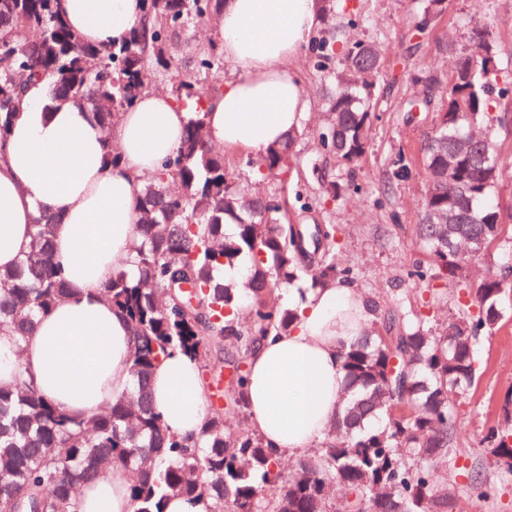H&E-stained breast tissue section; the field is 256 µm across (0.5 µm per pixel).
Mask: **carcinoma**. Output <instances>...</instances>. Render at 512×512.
<instances>
[{
	"label": "carcinoma",
	"instance_id": "1",
	"mask_svg": "<svg viewBox=\"0 0 512 512\" xmlns=\"http://www.w3.org/2000/svg\"><path fill=\"white\" fill-rule=\"evenodd\" d=\"M224 0H147V16L117 45H89L64 22L58 0H0V133L20 114L25 89L47 86L45 108H89L104 129L147 89L149 67L169 69L177 31L219 15ZM447 9V0H421L422 19ZM472 50L454 54L450 74L427 70L417 82L445 94L413 102L409 111L436 112L422 147L428 188L415 224L429 265L411 276L428 283L412 300L384 303L364 297L367 334L341 344L349 397L320 446L285 470L249 429L228 418L249 416L246 364L259 341L288 331L298 315L281 302L296 282L324 288L351 272L334 224L313 227L316 241L298 244L288 202L278 199L297 159L301 133L250 156L240 173L224 150L206 138L208 95L194 83L173 82V98L197 103L176 154L141 178L133 246L134 276L119 269L104 299L126 316L133 347L130 392L98 413L76 419L46 402L19 367L0 384V512H74L84 485L104 465L130 466L134 512H164V502L185 498L205 512H448V490L437 466L457 458V406L467 400L479 367L475 347L504 319L501 298L512 289L489 268L473 276L478 260L512 222L492 200L502 175L500 149L488 137L461 157L454 179L448 161L456 137L478 128L491 108L497 46L479 16L472 18ZM330 30L315 40L316 66L332 58ZM383 49L355 41L343 47L325 96L318 146L348 167L366 151L375 119L373 100ZM273 182L259 194L252 186ZM457 222L446 223L448 212ZM234 224L231 235L224 233ZM57 222L41 211L32 224L29 251L0 270V332L22 341L38 316L69 295L52 254ZM249 259L248 273L224 279V267ZM185 283L189 290L179 285ZM471 305L448 309L436 323L423 303L448 305V288ZM194 358L218 381L224 353L237 359L227 407L211 411L198 436L185 439L166 427L152 407L150 379L168 351ZM498 474L512 475V394L499 406L497 424L479 440ZM466 487H485L473 469Z\"/></svg>",
	"mask_w": 512,
	"mask_h": 512
}]
</instances>
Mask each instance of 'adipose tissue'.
Here are the masks:
<instances>
[{"mask_svg":"<svg viewBox=\"0 0 512 512\" xmlns=\"http://www.w3.org/2000/svg\"><path fill=\"white\" fill-rule=\"evenodd\" d=\"M62 9L86 42L100 45L121 42L147 3L63 0ZM318 23L315 0H224L220 48L237 77L205 106L211 143L257 155L299 129L308 104L290 62ZM193 115L192 103L146 92L106 130L86 110L46 109L44 85H30L19 116L0 136V269L19 263L34 216L50 208L58 221L54 258L70 294L23 341L0 332V383L13 382L14 364L22 362L44 398L76 418L128 390L131 328L102 289L131 260L140 176L173 157ZM107 138L120 152L113 163L105 159ZM284 295L298 320L260 342L246 380L250 427L278 457L324 439L346 386L339 346L363 336L367 325L362 298L344 282L304 293L288 287ZM151 391L168 428L198 434L209 407L193 359L169 353L152 373ZM129 481L122 465L102 468L76 512H133Z\"/></svg>","mask_w":512,"mask_h":512,"instance_id":"adipose-tissue-1","label":"adipose tissue"}]
</instances>
